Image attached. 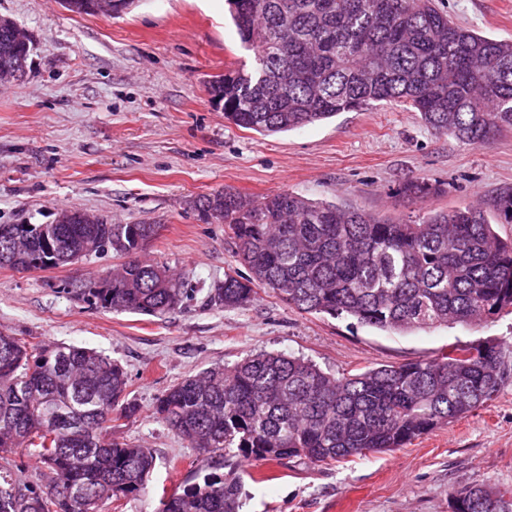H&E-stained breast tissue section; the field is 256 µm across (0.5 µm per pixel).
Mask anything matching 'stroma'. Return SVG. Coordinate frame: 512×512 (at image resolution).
Returning <instances> with one entry per match:
<instances>
[{"label":"stroma","mask_w":512,"mask_h":512,"mask_svg":"<svg viewBox=\"0 0 512 512\" xmlns=\"http://www.w3.org/2000/svg\"><path fill=\"white\" fill-rule=\"evenodd\" d=\"M449 16L512 39V0H439ZM34 42L22 81L0 83V224H50L77 207L111 224H154L148 259L186 281L181 309L162 318L97 310L68 292L100 278L112 254L44 271L0 268V330L75 344L118 359L137 413L119 429L157 458L149 494L123 512H158L161 494L193 480L195 449L153 415L180 379L260 351L304 356L335 375L431 359L454 345L495 343L512 364V315L477 327L388 333L308 314L276 292L238 309L209 304L225 275L248 276L226 225L199 220L191 200L230 189L289 190L375 216L412 206L396 190L422 178L445 192L425 211L474 202L492 209L512 191V132L469 146L434 135L417 113L380 104L263 136L224 117L213 77L252 63L226 0H139L119 17L78 15L60 0H0ZM243 512H452L450 487L512 489V382L469 416L406 447L330 466L245 463Z\"/></svg>","instance_id":"1"}]
</instances>
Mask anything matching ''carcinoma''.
<instances>
[{
    "mask_svg": "<svg viewBox=\"0 0 512 512\" xmlns=\"http://www.w3.org/2000/svg\"><path fill=\"white\" fill-rule=\"evenodd\" d=\"M248 71L211 83L234 125L273 135L341 112L398 103L437 136L479 146L512 131V40L453 22L434 0H228ZM134 0H62L73 13L116 17ZM0 16V69L26 73L34 44ZM443 192L411 179L399 196ZM200 220L228 225L248 277L226 275L209 302L250 305L271 289L298 310L390 333L477 326L512 313V192L480 206L381 219L288 190L246 198L231 190L192 202ZM155 224H0V267L47 270L105 252L123 259L108 279L73 284L75 298L107 311L163 316L185 289L144 258ZM496 346L334 376L314 362L260 352L170 387L155 414L198 449L194 482L160 499L159 512H240L242 461L313 464L402 448L491 400L512 370ZM127 373L117 359L66 344L27 343L0 331V512H97L147 493L151 450L120 441L129 419ZM33 457L39 483L16 477ZM228 469L222 473L221 469ZM453 512H512V492L455 486Z\"/></svg>",
    "mask_w": 512,
    "mask_h": 512,
    "instance_id": "obj_1",
    "label": "carcinoma"
}]
</instances>
